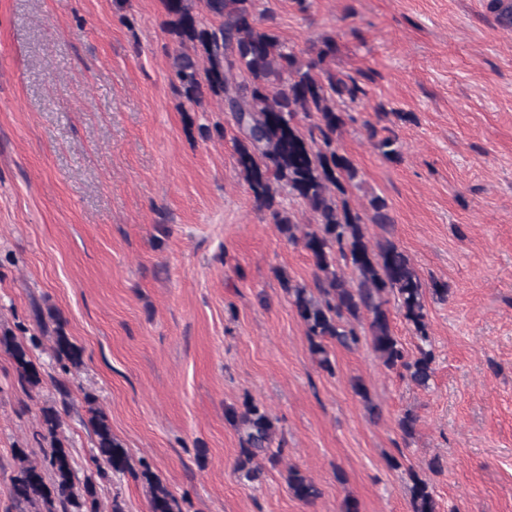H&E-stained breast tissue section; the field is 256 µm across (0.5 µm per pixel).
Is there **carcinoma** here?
Listing matches in <instances>:
<instances>
[{
	"instance_id": "obj_1",
	"label": "carcinoma",
	"mask_w": 512,
	"mask_h": 512,
	"mask_svg": "<svg viewBox=\"0 0 512 512\" xmlns=\"http://www.w3.org/2000/svg\"><path fill=\"white\" fill-rule=\"evenodd\" d=\"M168 16L166 27L178 47L171 55L175 91L199 106L205 97L221 99L238 136L234 137L237 164L256 203L270 211L277 230L288 241H300L316 268L315 286L320 297L277 273L298 318L305 326L311 352L324 370H333L326 342L345 348L359 343L352 323L370 317L371 347L389 369L402 367L411 381L429 386L434 374L433 351L406 359L404 348L391 328L387 300L394 293L400 310L416 334L427 340L424 295L426 287L411 267L407 256L391 241L371 244L366 222L391 224L385 199L369 201L371 215L363 217L344 199L347 187L358 177L352 160L336 146V137L346 124V110L337 107L355 104L367 92L359 78L337 72L329 63L336 55V42L322 41L315 56L299 57L282 42L274 26V12H258L254 0H204L212 23L205 25L193 13L192 0H162ZM488 7L500 22L512 25V4L489 0ZM377 123L366 122L369 138L387 160L398 158L396 137H378L390 128L377 124L390 121L383 105L375 108ZM315 118L307 132L299 119ZM286 192L300 199L313 214L316 227L304 230L292 213L280 208L279 197ZM350 261L355 274L351 285L336 270V255ZM53 357L62 368L79 363V349L57 326ZM0 345L12 355L20 381L35 386L40 372L27 349L11 336L0 337ZM227 420L240 434L237 468L249 481L258 477L254 459L262 454L273 463L271 451L273 422L264 407L251 401L243 408L226 411ZM91 424L97 436L93 456L99 474L128 472L129 457L112 435L105 413L92 410ZM43 425L52 448L45 455L47 467L33 463L24 453L16 455L17 472L12 478V498L18 508L30 506L36 512H98L94 483L86 479L76 488L69 451L56 438L58 417L43 412ZM141 476L150 485V512H181L177 499L142 464ZM51 471L53 484L45 481ZM412 512H436V501L425 480L411 474ZM288 487L293 496L311 503L320 496L316 485L296 468L288 469Z\"/></svg>"
}]
</instances>
